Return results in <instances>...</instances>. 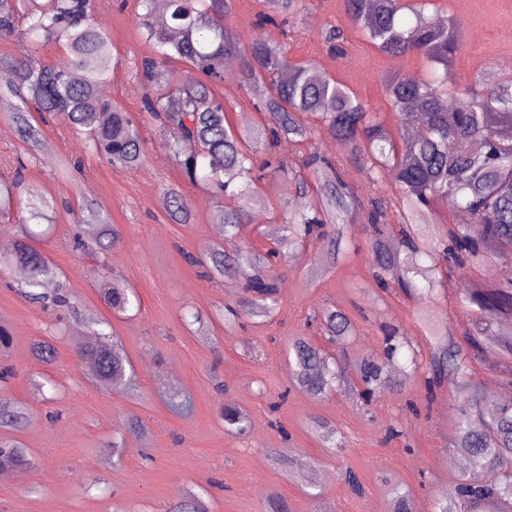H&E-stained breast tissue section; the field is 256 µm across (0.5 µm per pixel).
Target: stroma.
<instances>
[{
	"label": "stroma",
	"instance_id": "1",
	"mask_svg": "<svg viewBox=\"0 0 512 512\" xmlns=\"http://www.w3.org/2000/svg\"><path fill=\"white\" fill-rule=\"evenodd\" d=\"M435 3L438 16L452 19L463 36L448 69L449 86L475 89L488 71L504 72L505 61H512V0ZM138 12L136 0H93L92 18L111 32L118 60L107 94L139 124L144 164L133 171L114 169L86 153L83 140L52 118L25 171L28 192L57 205L52 232L36 243L52 267L46 288L65 284L76 315H58L12 290L24 276L7 249L16 227L0 222V323L12 332L10 347L0 351V367L13 372L6 397L30 414L20 439L34 459L20 482L0 481V512H168L189 490L202 494L209 512H272L274 494L286 501L288 512H393L386 493L390 482L410 490L413 512H433L436 500L454 492L451 409L467 397V389L448 380L437 388L431 409L413 414L409 406L421 404L424 388L403 382L394 363L388 368L391 388L368 410L348 390L318 398L291 389L287 359L288 343L297 336L325 347L318 326H307L306 320L326 304L340 307L351 320L353 334L345 343L349 364L382 354L383 337L392 328L428 351L417 325L422 306L376 286L368 264V226L359 221L347 229L343 257L320 279H311L310 271L320 262L321 243L287 252L275 268L283 284L275 318L225 323L224 308L234 297L184 259L188 252L203 255L214 240L224 202L205 187L185 183L168 157L170 129L153 125L140 110L143 87L129 71L148 52ZM330 25L344 34V54L331 51L322 37ZM286 46L289 61L314 66L380 112L387 109L386 76H420L427 67L416 54L397 59L380 54L351 24L342 0H302ZM75 156L84 160L79 174L60 166ZM171 184L183 186L189 197L191 223L169 221L163 198ZM288 186L276 176L258 185L253 207L261 219L244 231L258 249L272 244ZM86 199L107 212L123 235L104 264L94 252L73 249L72 232L82 221ZM106 275L134 288L141 300L138 315L111 318L135 374L134 388L120 396L111 386L87 380L81 350L72 341L85 331V318L108 316L98 295ZM457 288L456 277H449L423 307L462 346L467 317L457 303ZM195 311L212 316L209 335L187 325L186 313ZM50 334L59 337L57 357L46 367L35 360L32 346ZM44 371L57 382V393L33 387V378ZM228 401L249 416L245 436L224 430L218 412ZM275 401L280 407L274 411ZM50 412L58 421H47ZM132 415L148 424L146 440L127 435ZM318 421L336 427L344 447H323L314 427ZM393 425L402 429L401 437H388ZM121 432L125 450L116 458L112 440ZM347 469L359 476L362 494L342 480Z\"/></svg>",
	"mask_w": 512,
	"mask_h": 512
}]
</instances>
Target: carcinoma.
Returning <instances> with one entry per match:
<instances>
[{
  "instance_id": "carcinoma-1",
  "label": "carcinoma",
  "mask_w": 512,
  "mask_h": 512,
  "mask_svg": "<svg viewBox=\"0 0 512 512\" xmlns=\"http://www.w3.org/2000/svg\"><path fill=\"white\" fill-rule=\"evenodd\" d=\"M232 2L139 0V25L150 49L135 65L144 87L141 111L163 126L178 128L169 159L189 184L210 186L235 200L219 215L223 239L202 259L184 253L186 262L205 268L213 282L238 290L231 315L263 322L279 310L282 283L270 267L271 258L281 256L280 248L317 239L323 242L321 264L335 265L347 224L360 213L358 194L346 180L342 160L316 151L290 162L278 153L286 140L327 137L338 147H351L365 170L374 282L384 291L398 288L428 302L443 276L454 272L460 282L458 301L470 321L465 350L420 319L431 346L427 364L408 337L390 330L385 359L359 363L365 405H372L391 384L386 365L403 352V377L423 384L428 401L450 376L469 383L472 363L481 356L497 351L512 356V336L496 330L499 321L512 319V81L492 76L480 92L463 96L449 90L448 66L462 46V35L451 20L434 22L426 13L430 0H343L349 20L381 54L397 58L416 53L430 66L424 77L395 73L385 79L396 123L393 131L384 113L342 83L315 73L309 65L290 63L285 45L269 35L272 27L286 33L285 17L294 15L299 0H268L271 13L263 15L247 39L224 27ZM91 10V0H0L1 39L15 35L22 19L23 35L31 41H53L62 48L52 64L31 57H0V117L15 126L25 156L14 181H0V218L21 213L11 256L25 272L21 294L45 307L69 308L71 298L62 284L49 296L42 292L50 269L46 257L29 244L26 224L41 223L53 209L44 202H21L25 160L35 158L43 136L32 123V113L60 116L67 128L85 138L86 148L115 169H135L146 159L139 127L120 104L101 94L112 80V39L106 28L92 22ZM234 58L241 61L238 86L259 115L245 128L227 121L224 101L215 90L224 82L225 61ZM172 62L183 69L171 72L166 89L155 88V71ZM269 174L288 179L303 196H314L299 210L283 203L278 247L261 254L242 240V226L250 221L256 182ZM389 181L397 188L394 204L380 192ZM166 196L169 219L191 222L182 188L170 187ZM448 198L470 222L455 225L442 238L433 232L432 205ZM392 206L398 208L401 222L397 234L386 236L381 226ZM83 212L86 225L73 234V247L86 250L92 244L96 254L108 255L122 240L118 227L101 216L92 201L83 203ZM491 259L499 265L498 279L477 280L475 271ZM243 263L252 265L254 274L235 282L232 277ZM99 292L117 316L140 308L138 293L117 280L103 282ZM313 319L332 343H343L351 334L349 318L334 306ZM92 325L98 341L81 354L88 376L108 384L125 379L133 367L121 345L111 340L109 322L96 319ZM289 354L294 387L313 397L345 379L343 365L330 362L304 336L292 340ZM34 355L50 365L56 348L40 339ZM487 402L488 394L478 390L455 408L452 447L467 457L469 468L457 476L454 494L435 502L434 512H512V403L487 411ZM220 417L229 434H243L250 424L248 415L232 403L222 407ZM28 418L25 407L0 399V470L32 464L13 436ZM389 491L394 512H412L409 492L398 485ZM173 512H208V507L202 495L187 492Z\"/></svg>"
}]
</instances>
